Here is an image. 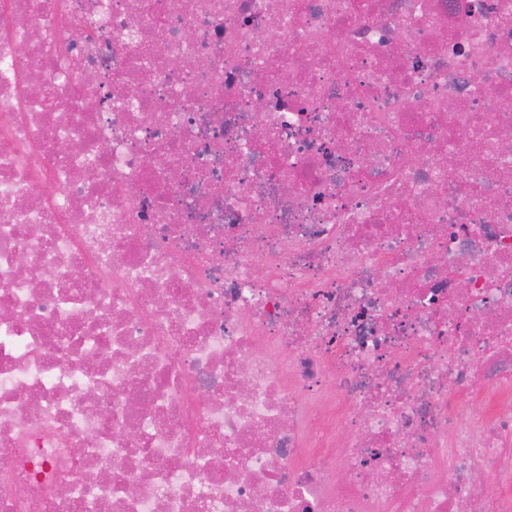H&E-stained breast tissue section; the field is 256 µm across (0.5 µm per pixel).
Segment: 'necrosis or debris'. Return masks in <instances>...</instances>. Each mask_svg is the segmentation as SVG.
Returning <instances> with one entry per match:
<instances>
[{"label":"necrosis or debris","instance_id":"4bbe7bcc","mask_svg":"<svg viewBox=\"0 0 512 512\" xmlns=\"http://www.w3.org/2000/svg\"><path fill=\"white\" fill-rule=\"evenodd\" d=\"M0 512H512V0H0Z\"/></svg>","mask_w":512,"mask_h":512}]
</instances>
